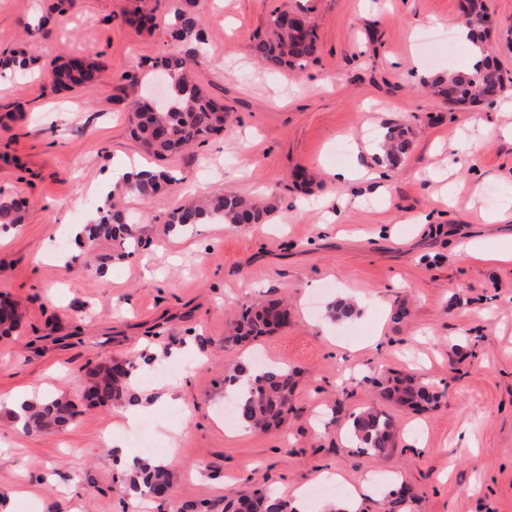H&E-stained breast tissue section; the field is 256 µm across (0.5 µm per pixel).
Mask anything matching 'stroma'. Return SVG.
I'll list each match as a JSON object with an SVG mask.
<instances>
[{
  "label": "stroma",
  "instance_id": "35a3bbf8",
  "mask_svg": "<svg viewBox=\"0 0 512 512\" xmlns=\"http://www.w3.org/2000/svg\"><path fill=\"white\" fill-rule=\"evenodd\" d=\"M0 0V56L25 24L35 69L0 78V197L25 200L24 224L0 244V297L21 322L0 336V397L62 395L77 413L60 430L20 434L0 407V512H126L136 442L112 445L118 412L88 406L85 373L110 359L154 356L153 396L183 381V402L146 410L150 438L166 442L178 501L267 488L287 495L339 473L370 488L359 512H381L395 486L414 490L413 512H512V264L478 263L467 246L512 236V0H486L490 42L504 77L495 103L455 109L426 96L424 80L466 68L455 33L459 0H201L210 64L198 73L231 126L166 160L129 134L124 75L144 74L176 45L164 31L124 24L134 0ZM314 21L319 53L303 72L268 70L252 53L276 10ZM97 58L98 84L54 90L40 71L61 54ZM409 130L411 149L389 168L385 195L334 209L348 184L325 170L373 165L384 128ZM139 160L175 176L154 199L123 195L141 245L132 256L99 238L78 251L74 225L96 212L91 187L112 164ZM318 175L295 182L298 169ZM234 193L274 205L265 224L216 221L170 227L194 195ZM502 213L501 221L486 217ZM348 297L355 314L331 321ZM284 299L288 323L257 340L225 343L241 308ZM406 307L400 321L392 314ZM297 372L294 410L281 432L225 422L224 376L256 359ZM413 371L433 384L436 407H378L401 428L390 453L360 455L352 415L374 381Z\"/></svg>",
  "mask_w": 512,
  "mask_h": 512
}]
</instances>
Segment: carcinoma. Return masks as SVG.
I'll list each match as a JSON object with an SVG mask.
<instances>
[{
	"label": "carcinoma",
	"instance_id": "carcinoma-1",
	"mask_svg": "<svg viewBox=\"0 0 512 512\" xmlns=\"http://www.w3.org/2000/svg\"><path fill=\"white\" fill-rule=\"evenodd\" d=\"M283 13L274 12L267 33L252 45L254 55L269 69L304 70L318 53V37L315 25L306 14L293 13L294 20L288 25L282 20ZM487 17L485 0H465L460 6V24L472 28L474 42L483 53L481 63L472 69L448 72L426 82L433 93L444 97L451 106L475 105L498 97L504 87V78L491 48L488 45L489 29L483 25ZM125 22L137 29L149 32L160 27L155 10L136 6L125 16ZM203 17L199 0H179L174 12V22L167 31L172 40L186 45L181 53L164 55L151 62L152 74L163 73L174 89L167 105L156 108L144 97L133 103V128L131 134L145 150L159 160L181 153L185 148L203 142L213 135L224 133L227 113L224 104L209 97L194 79L197 68L205 64L198 57L192 42L201 39ZM35 60L32 47L27 45L13 52L4 63L12 69L24 71ZM51 86L94 84L102 80V66L86 57L72 56L61 59L45 72ZM382 147L392 166L399 165L409 148L405 131L390 128L383 135ZM173 181L165 172L152 173L127 186V192L143 199L155 196L162 185ZM271 211V206L224 194L183 205L169 214L167 223L180 225L200 224L220 220L226 224H261ZM24 221L21 202L16 199H0V223L20 224ZM88 240L104 235L119 241L123 254L130 255L139 247V240L131 231L123 212L112 202H107L102 215L88 229ZM288 322V308L281 301H267L243 308L226 337L231 342L256 340L276 332ZM20 324V316L7 302L0 314V335L7 336ZM135 362H109L89 372L84 398L92 403L114 407L125 404L130 395L127 380ZM254 376L247 382L246 394H241V376L237 373L224 376V387L235 392L230 403L231 411L239 422L249 424L255 431L269 432L280 428L292 410V396L296 384L295 372L286 366L269 367L259 364L253 367ZM378 397L401 406L424 408L438 400V393L414 374L386 376L377 385ZM73 401L58 397L27 406L25 433H40L65 426L73 416ZM351 436L359 444V452L368 457L386 453L397 429L391 419L374 406H368L353 416L349 425ZM135 475L128 478L127 489L132 496L153 495L164 501V492L172 488V474L165 466L154 465L148 459L135 464ZM414 495L405 489L390 494L388 512H409ZM248 504V512H296L291 503L273 498L260 490L248 495L225 496L200 506L194 501L180 502L174 512H240L239 505Z\"/></svg>",
	"mask_w": 512,
	"mask_h": 512
}]
</instances>
